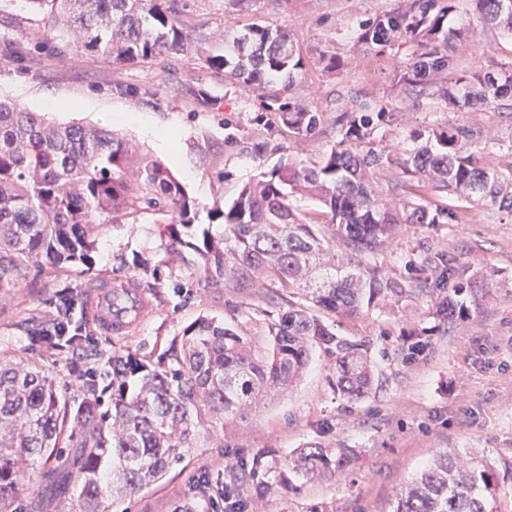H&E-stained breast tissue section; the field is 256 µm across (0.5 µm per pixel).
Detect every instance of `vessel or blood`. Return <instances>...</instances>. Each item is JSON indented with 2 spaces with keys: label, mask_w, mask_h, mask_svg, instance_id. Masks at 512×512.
Instances as JSON below:
<instances>
[{
  "label": "vessel or blood",
  "mask_w": 512,
  "mask_h": 512,
  "mask_svg": "<svg viewBox=\"0 0 512 512\" xmlns=\"http://www.w3.org/2000/svg\"><path fill=\"white\" fill-rule=\"evenodd\" d=\"M122 290L128 299L123 307L113 303L111 289L96 287L92 290L93 321L104 334L113 337L128 335L149 311L143 292L133 281H123Z\"/></svg>",
  "instance_id": "obj_1"
}]
</instances>
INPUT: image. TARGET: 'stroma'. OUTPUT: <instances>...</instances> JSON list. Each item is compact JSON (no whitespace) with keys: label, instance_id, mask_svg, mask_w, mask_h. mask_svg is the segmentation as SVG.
<instances>
[{"label":"stroma","instance_id":"obj_1","mask_svg":"<svg viewBox=\"0 0 512 512\" xmlns=\"http://www.w3.org/2000/svg\"><path fill=\"white\" fill-rule=\"evenodd\" d=\"M182 3L184 19L217 53L224 50L217 40L224 30L252 23L290 29L307 64L306 79L290 95L319 112L316 134L296 138L273 126L261 89H243L214 76L193 56L113 66L90 54L70 59L34 53L23 70L0 62V99L44 112L58 124L106 127L142 152L164 158L199 208L193 233L219 234L207 211L232 199L280 158L289 155L309 164L329 152L339 139L337 116L357 101L386 104L391 118L375 128L372 140L389 152L402 148L411 133L433 128L466 126L490 137H512V120L497 110L476 104L459 111L442 96L404 91L396 75L417 61L416 45L384 51L357 46L359 21L397 7L400 0H247L242 8L229 0ZM44 23L43 13L34 11L28 0H0V39L36 41ZM325 50L335 51L342 61L330 76L320 61ZM454 54L462 67L484 69L512 61V39L486 27L458 42ZM146 89L153 98H143ZM50 100L56 108H47ZM133 114L143 116V123L130 122ZM168 126L180 135L175 159L164 157L149 133ZM459 251L470 263L512 279V223L500 222L485 209L468 212L460 224L403 227L383 268L390 276L435 284L443 271L439 256ZM428 252L435 263L424 262ZM192 260L191 252L172 242L159 214L141 213L103 225L90 271L45 264L27 273L20 285L0 288V359H27L68 396L82 397L83 381L68 354L35 349L24 332L28 325L52 322L56 294L64 286L79 321L87 317L91 282L131 279L146 293L150 312L131 335L94 333L95 345L103 350L127 346L157 354L199 315L245 322L278 312L271 301L274 282L227 288L196 272ZM407 323L421 331L434 321L419 311L406 319L372 310L337 318L336 330L375 339L384 331L399 333ZM379 367L387 377L383 389L350 411L336 399L328 368L315 361L287 396L248 418L225 420L159 483L134 497L107 501V512H171L175 502L196 496L191 473L220 476L229 462L255 450L280 458L307 442L328 448L341 442L361 456L352 470L305 485L299 497L271 495L266 512H301L310 501L328 502L334 512H385L396 488L444 448H479L497 460L512 461V293L498 297L451 334L430 337L428 349L412 364L384 360ZM58 470L56 459L32 461L24 474V491L14 499L17 512H27L39 499L45 503L42 512H79L77 490L63 497L47 495Z\"/></svg>","mask_w":512,"mask_h":512}]
</instances>
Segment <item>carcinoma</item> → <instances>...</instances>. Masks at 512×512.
Masks as SVG:
<instances>
[{"label": "carcinoma", "mask_w": 512, "mask_h": 512, "mask_svg": "<svg viewBox=\"0 0 512 512\" xmlns=\"http://www.w3.org/2000/svg\"><path fill=\"white\" fill-rule=\"evenodd\" d=\"M455 0H402L392 11L359 23L358 42L385 47L402 40L422 49L421 59L400 73L410 93L438 86L459 110L474 98L506 111L512 120V62L487 69L460 68L453 44L474 23L512 38V0H470L466 15L451 25ZM47 11L41 35L60 57L94 54L109 64L148 63L162 56L195 55L207 72L230 74L243 88L268 89L266 108L293 137H308L320 123L310 107L282 101L305 69L290 31L251 24L239 36L224 34V53L206 52L181 18L179 0H29ZM26 46L0 42V58L22 64ZM390 113L363 109L343 113L340 139L307 165L291 159L244 186L231 203L208 212L223 225L222 237H203L187 248L196 267L230 288L270 279L332 314L417 307L446 334L469 320L506 287L498 274L472 269L462 255L448 257V287L381 275L388 248L404 224H458L463 214L427 201L446 192L463 208L495 210L512 221V167L498 170L480 155L512 140L485 139L468 127L412 134L393 154L371 147L374 121ZM397 168L412 177L406 190L394 184L383 199L374 176ZM316 198L328 220L303 213L297 197ZM167 216L171 225L195 223L197 208L160 160L138 152L102 127L51 124L38 112L0 100V288L15 286L46 260L55 267L92 266L94 235L102 224L141 210ZM57 321L33 325L31 344L66 351L77 372L101 365L86 378L84 398L71 401L32 363L0 361V509L19 489L21 472L37 457L63 456L66 473L55 495L75 485L80 512H104L106 497L131 496L160 482L169 468L213 424L245 418L271 397L302 380L315 358L352 409L382 388L385 378L367 337L343 336L322 317L290 307L255 328L202 315L156 357L130 348L107 355L90 346L72 321L74 300L57 296ZM426 341L404 335L394 355L410 364ZM354 463L350 448L308 442L285 459L253 452L229 465L224 486L244 495L252 512L281 490L300 493L311 481L341 474ZM512 465L498 470L484 452H436L395 491L388 512H504L500 487Z\"/></svg>", "instance_id": "carcinoma-1"}]
</instances>
